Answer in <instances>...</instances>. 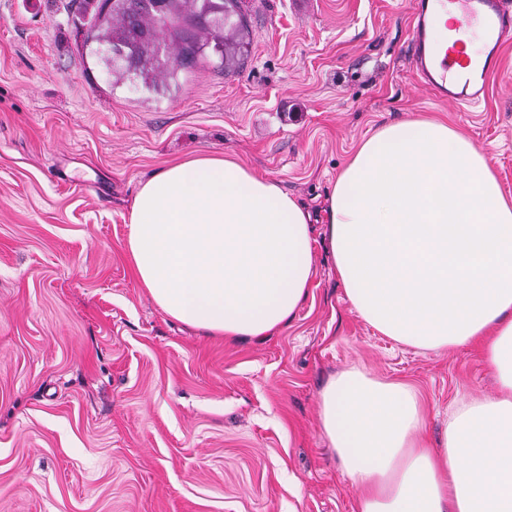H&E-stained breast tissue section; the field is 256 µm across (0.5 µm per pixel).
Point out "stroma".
<instances>
[{
    "label": "stroma",
    "mask_w": 512,
    "mask_h": 512,
    "mask_svg": "<svg viewBox=\"0 0 512 512\" xmlns=\"http://www.w3.org/2000/svg\"><path fill=\"white\" fill-rule=\"evenodd\" d=\"M409 0H242L235 68L113 84L66 0H0V512H358L320 426L341 372L412 387L424 434L493 395L474 346L421 352L352 308L328 196L380 126L462 130L512 193V41L472 111L416 79ZM232 157L295 197L316 275L281 331L229 342L166 315L125 251L141 182Z\"/></svg>",
    "instance_id": "35a3bbf8"
}]
</instances>
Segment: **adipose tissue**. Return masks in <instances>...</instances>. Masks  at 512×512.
Masks as SVG:
<instances>
[{"label":"adipose tissue","instance_id":"adipose-tissue-1","mask_svg":"<svg viewBox=\"0 0 512 512\" xmlns=\"http://www.w3.org/2000/svg\"><path fill=\"white\" fill-rule=\"evenodd\" d=\"M325 235L364 321L422 351L479 346L498 383L432 442L406 385L333 377L321 427L359 512H512V194L465 134L409 118L366 138L338 174ZM125 248L165 314L231 340L278 331L315 277L309 213L229 157L141 184Z\"/></svg>","mask_w":512,"mask_h":512}]
</instances>
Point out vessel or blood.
Listing matches in <instances>:
<instances>
[{
    "instance_id": "1",
    "label": "vessel or blood",
    "mask_w": 512,
    "mask_h": 512,
    "mask_svg": "<svg viewBox=\"0 0 512 512\" xmlns=\"http://www.w3.org/2000/svg\"><path fill=\"white\" fill-rule=\"evenodd\" d=\"M448 2L458 27L478 23L484 34L485 56L469 61L460 43H453L443 57L429 50L427 23L440 2ZM415 74L420 83L441 98L463 105L479 102L485 86L500 67L503 44L512 38V0H411Z\"/></svg>"
}]
</instances>
